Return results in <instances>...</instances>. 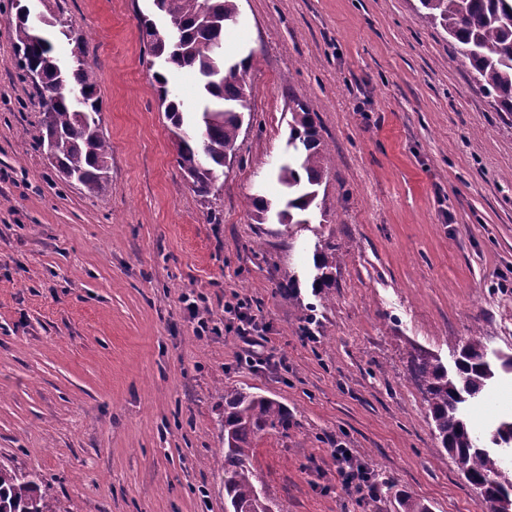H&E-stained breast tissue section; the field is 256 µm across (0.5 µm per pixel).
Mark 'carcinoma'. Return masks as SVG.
<instances>
[{
	"label": "carcinoma",
	"instance_id": "obj_1",
	"mask_svg": "<svg viewBox=\"0 0 512 512\" xmlns=\"http://www.w3.org/2000/svg\"><path fill=\"white\" fill-rule=\"evenodd\" d=\"M418 13L448 34L456 54L469 67L474 84L491 99L497 112L512 116V0H418ZM153 12L141 15L150 31L154 16L165 25L151 37L148 66L153 70L160 105L174 134L179 136L177 163L193 178L192 189L204 205L212 204L217 182L227 161L235 157L245 115L251 114L245 75L251 57L224 56V32L236 23L237 0H153ZM13 36L17 66L36 67L42 82L33 86L41 103V118L29 130L36 146L67 183H77L92 197L108 190L111 147L100 131L101 106L96 73L85 66V43L69 24L47 26L55 33L44 39L23 18L13 0ZM71 41L70 57L56 55L53 39ZM189 69L196 74L198 104L193 112L172 87L169 73ZM288 145L294 160L277 170V181L288 189L284 207L275 213L280 224H307L305 218L318 196L317 187L331 163L310 101L290 97ZM341 261L336 245L326 242L314 254L320 275L315 287L331 285ZM454 371L435 355L419 348L409 353V374L427 404L437 451L447 453L457 472L470 485H486L478 496L487 512H512V477L504 459L468 429L463 405L476 397L496 371L512 373V353L487 359L485 346L475 338L451 346ZM294 425L288 408L273 398L243 388L224 390V448L219 450L225 512H278L279 504L250 466L254 440L261 434H286ZM495 445L512 446V420L492 434ZM0 512H54L41 481L34 475L0 465Z\"/></svg>",
	"mask_w": 512,
	"mask_h": 512
}]
</instances>
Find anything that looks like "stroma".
I'll return each instance as SVG.
<instances>
[{"label": "stroma", "instance_id": "1", "mask_svg": "<svg viewBox=\"0 0 512 512\" xmlns=\"http://www.w3.org/2000/svg\"><path fill=\"white\" fill-rule=\"evenodd\" d=\"M417 0H238L229 56L252 55V115L220 191L184 179L147 67L151 0H50L99 77L110 186L87 197L31 140L37 100L17 69L0 0V464L35 474L57 512H224L211 461L222 394L243 388L293 415L254 441L251 466L283 512H481L437 453L409 378L419 347L512 352V118L474 87ZM309 98L332 162L306 224L257 223L279 206L289 98ZM335 243L336 284L315 292L314 253ZM294 271L298 286L279 285ZM220 331L197 336L184 298ZM247 300L270 363L240 361L224 304ZM467 413L488 437L512 417L503 376ZM344 442L391 489L346 496Z\"/></svg>", "mask_w": 512, "mask_h": 512}]
</instances>
